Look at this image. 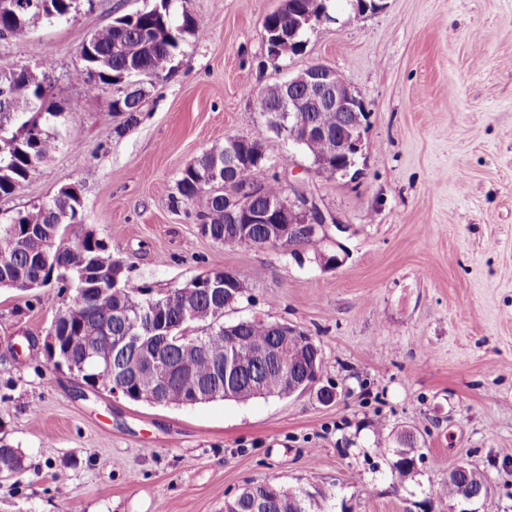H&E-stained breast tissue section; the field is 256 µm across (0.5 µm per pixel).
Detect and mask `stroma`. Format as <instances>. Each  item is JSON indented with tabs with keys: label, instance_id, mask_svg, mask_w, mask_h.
I'll list each match as a JSON object with an SVG mask.
<instances>
[{
	"label": "stroma",
	"instance_id": "1",
	"mask_svg": "<svg viewBox=\"0 0 512 512\" xmlns=\"http://www.w3.org/2000/svg\"><path fill=\"white\" fill-rule=\"evenodd\" d=\"M154 0H76L67 19L0 40V67L43 78L61 112L54 155L13 195L0 224L79 185L83 221L131 283L161 294L202 273L245 274L225 321H285L320 346L316 389L180 408L90 389L44 353L57 307L42 290L0 288V441L24 469L0 480V512H224L249 482L323 488L335 512H460L438 497L466 465L491 487L474 512H512V0H383L305 35L270 62L262 21L281 0H171L207 34L187 37L171 75L147 86L137 123L117 134L107 87L73 80L81 36ZM323 62L363 97L366 147L351 175L315 174L264 125L268 86ZM228 135L290 157L288 183L346 225L307 246L225 247L191 203L181 171ZM336 265H326L329 256ZM420 457L395 468L405 435Z\"/></svg>",
	"mask_w": 512,
	"mask_h": 512
}]
</instances>
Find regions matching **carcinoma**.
Instances as JSON below:
<instances>
[{
  "mask_svg": "<svg viewBox=\"0 0 512 512\" xmlns=\"http://www.w3.org/2000/svg\"><path fill=\"white\" fill-rule=\"evenodd\" d=\"M75 0H51V9L41 11L30 8L18 21L0 10V30L21 35L50 21L49 14L67 16ZM167 23L176 37L167 42L144 38V31L152 26ZM291 10L275 11L264 17L262 27L266 34L280 29L288 34L293 24ZM204 27L189 10L175 18L164 0L143 12L135 24L119 29L108 25L95 32L94 52L106 69L97 73L87 67L74 73L90 94L105 86L120 88L129 79L131 71L139 69L153 80H163L174 70V62L181 53L188 36L202 37ZM14 106L18 112L9 116L0 104V120L9 121L6 130H0V197L13 194L29 180L59 148L61 138L55 128L60 116L54 103L48 101L46 88L32 75H21L13 87ZM140 102L129 100L124 92L112 99V112L126 116L125 123L117 129L122 134L136 123ZM302 121L312 122L334 134L340 128L341 119L331 111L302 113ZM325 143L311 139L303 150L317 164L316 173L332 175L320 166ZM259 177L256 168L243 164L230 169V178L238 185L249 184ZM177 190L184 202L197 204L196 221L207 224L211 239L235 247L241 245L230 226L224 222V191L200 181L191 173L181 174ZM283 192L277 177L267 181L264 191L253 200V206L261 207ZM75 198L64 196L45 205L20 211L8 224L0 225V282L8 279L12 284L25 283L50 272L44 270L42 255L50 252V263L69 268L74 279H84L82 290L74 291L58 307L54 320L58 339V351H69L75 370L89 382L100 380L101 385L112 383L122 374L124 358L121 342L144 337L152 363L143 365L132 388L144 390L165 389L170 406L183 405L199 385L214 392L215 397L247 401L255 397L251 382L256 381L267 394L280 397L288 395V375H304L301 365L286 367L275 361L262 362L242 375H224V368L217 367L212 355L224 354L227 336L224 335V311L233 301L222 294L199 293L192 301L191 312L183 315L182 298L173 288L156 297L137 299L142 289L130 283L119 292L102 289L98 270L104 267L122 270L121 261L112 258L102 240L89 234L81 242L69 246L60 240L70 226L64 214L74 211ZM102 329L104 338L101 348L104 356L111 357L109 364L97 369L84 362L83 349L71 344L79 334V328ZM245 345L234 349V355L248 357L247 347L269 340L272 331L268 322L250 319L240 325ZM406 458L395 462L397 471L407 475L417 460L413 439L405 440ZM23 469V456L16 448L0 445V476L11 477ZM254 494L265 500V512H280L275 503L277 486L256 483ZM334 493L317 489L312 495L299 497L295 512H332Z\"/></svg>",
  "mask_w": 512,
  "mask_h": 512,
  "instance_id": "obj_1",
  "label": "carcinoma"
}]
</instances>
